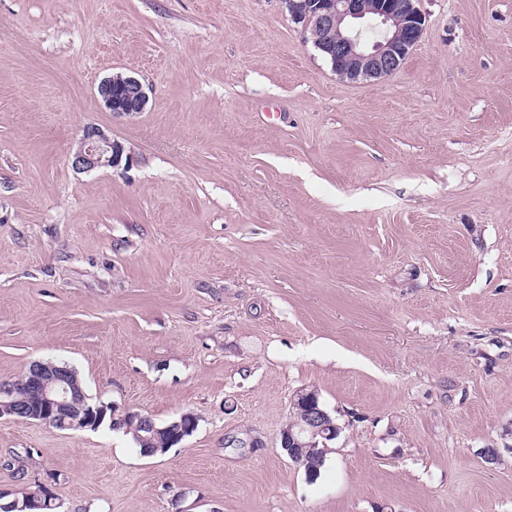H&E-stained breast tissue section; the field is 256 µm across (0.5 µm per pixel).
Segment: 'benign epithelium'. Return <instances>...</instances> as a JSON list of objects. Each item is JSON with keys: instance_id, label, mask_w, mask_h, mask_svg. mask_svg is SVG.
I'll use <instances>...</instances> for the list:
<instances>
[{"instance_id": "benign-epithelium-1", "label": "benign epithelium", "mask_w": 512, "mask_h": 512, "mask_svg": "<svg viewBox=\"0 0 512 512\" xmlns=\"http://www.w3.org/2000/svg\"><path fill=\"white\" fill-rule=\"evenodd\" d=\"M292 21L313 35L314 46L327 54L332 69L351 81H371L399 72L419 43L426 27L420 0H378L373 8L363 0H282ZM98 98L110 112L133 116L145 111L149 98L134 76L116 74L97 88ZM122 145L98 127L84 128L77 148L69 157L72 167L89 172L115 167ZM32 421L65 430H96L104 422L130 431L148 423L144 441L177 435L181 443L193 434L197 418L186 412L158 425L141 413L116 404L94 403L79 384L75 370L66 364L35 361L19 380L0 381V418ZM339 426L318 403L313 391L301 392L292 402L289 422L281 430L280 445L288 458L304 466L309 455H325ZM56 495L46 485L27 502L30 512L58 507Z\"/></svg>"}]
</instances>
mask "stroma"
I'll return each mask as SVG.
<instances>
[{"instance_id": "1", "label": "stroma", "mask_w": 512, "mask_h": 512, "mask_svg": "<svg viewBox=\"0 0 512 512\" xmlns=\"http://www.w3.org/2000/svg\"><path fill=\"white\" fill-rule=\"evenodd\" d=\"M420 7L403 68L350 82L280 0H0V380L65 363L197 418L153 456L2 418L9 499L512 512V0ZM118 73L145 112L98 104ZM87 126L119 166L68 164ZM309 390L340 428L314 480L280 447ZM31 492L27 493L25 497L22 498L21 505L26 502V500L31 498ZM61 502H57L56 495L52 492V489L47 485H39L38 490L34 493L33 497L27 502L24 506L25 508H29L30 511L27 512H43L35 509L46 508V507H58L61 506ZM26 509V510H29Z\"/></svg>"}]
</instances>
